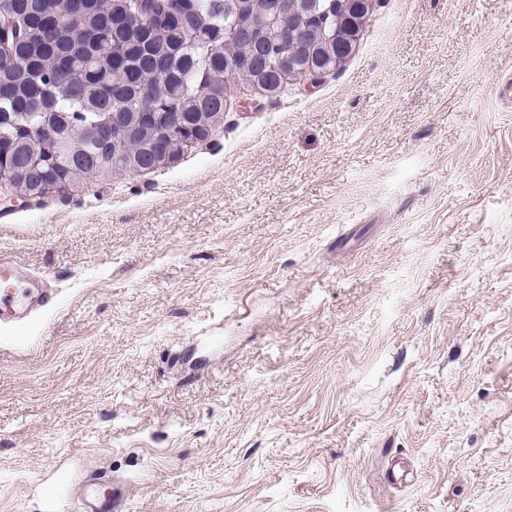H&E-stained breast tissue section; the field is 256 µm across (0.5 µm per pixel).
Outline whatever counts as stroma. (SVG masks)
<instances>
[{
	"mask_svg": "<svg viewBox=\"0 0 512 512\" xmlns=\"http://www.w3.org/2000/svg\"><path fill=\"white\" fill-rule=\"evenodd\" d=\"M36 198L0 255V512H512V0H374L320 82ZM10 284L5 285L7 282ZM0 321H12L26 315L33 308L45 305L50 297L33 282L26 279L13 262L0 256ZM23 289L19 295V289ZM78 512H127L121 508L124 491L121 485L98 469H92L83 478L78 489Z\"/></svg>",
	"mask_w": 512,
	"mask_h": 512,
	"instance_id": "obj_1",
	"label": "stroma"
}]
</instances>
